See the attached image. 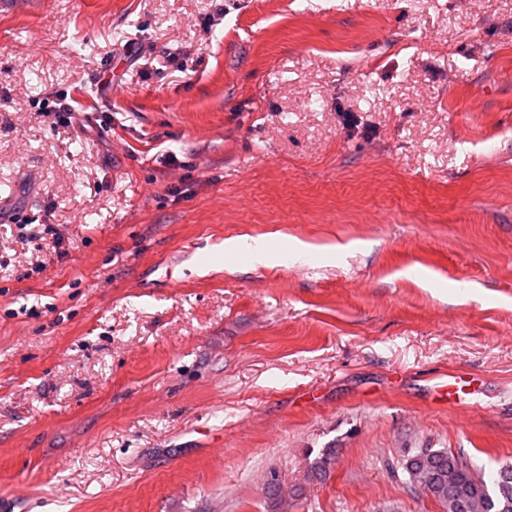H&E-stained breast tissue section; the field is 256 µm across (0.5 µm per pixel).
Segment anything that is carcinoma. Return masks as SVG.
Listing matches in <instances>:
<instances>
[{
    "instance_id": "cac0c4a2",
    "label": "carcinoma",
    "mask_w": 512,
    "mask_h": 512,
    "mask_svg": "<svg viewBox=\"0 0 512 512\" xmlns=\"http://www.w3.org/2000/svg\"><path fill=\"white\" fill-rule=\"evenodd\" d=\"M456 453L448 448H411L401 466L411 485L438 500L446 512H459L458 503L467 501L474 512H512V480L496 470L486 477L469 465L452 467Z\"/></svg>"
}]
</instances>
